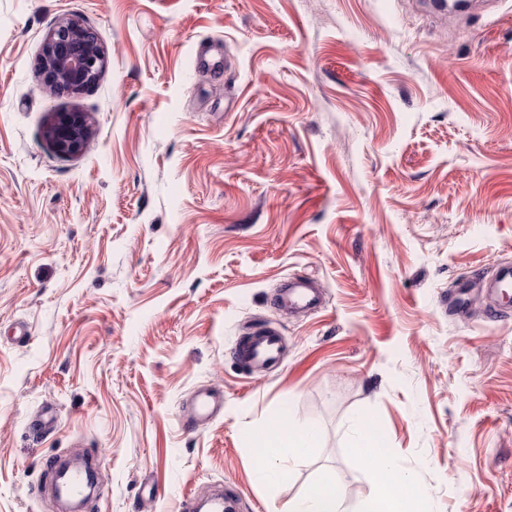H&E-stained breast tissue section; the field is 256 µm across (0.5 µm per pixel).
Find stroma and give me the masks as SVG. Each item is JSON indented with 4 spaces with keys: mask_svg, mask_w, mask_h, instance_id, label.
Listing matches in <instances>:
<instances>
[{
    "mask_svg": "<svg viewBox=\"0 0 512 512\" xmlns=\"http://www.w3.org/2000/svg\"><path fill=\"white\" fill-rule=\"evenodd\" d=\"M76 16L107 67L54 96L36 60ZM59 111L93 129L65 160ZM509 261L512 0H0V512H54L43 463L75 448L83 512L217 485L274 512L323 474L356 500L361 416L428 512H512V304L443 305ZM292 275L321 309L275 306ZM262 325L283 359L252 372ZM202 388L224 412L185 427ZM278 419L321 443L270 489L246 437ZM234 354L239 362L252 367L275 363L281 356L279 332L262 326L254 328L252 333L240 342Z\"/></svg>",
    "mask_w": 512,
    "mask_h": 512,
    "instance_id": "35a3bbf8",
    "label": "stroma"
}]
</instances>
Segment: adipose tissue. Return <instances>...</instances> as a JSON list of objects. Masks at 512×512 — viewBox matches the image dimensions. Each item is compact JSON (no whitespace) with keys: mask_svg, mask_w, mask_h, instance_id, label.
Listing matches in <instances>:
<instances>
[{"mask_svg":"<svg viewBox=\"0 0 512 512\" xmlns=\"http://www.w3.org/2000/svg\"><path fill=\"white\" fill-rule=\"evenodd\" d=\"M377 429L366 419L354 425L351 448L372 477V488L361 499L347 501L342 488L330 479L310 482L303 493L285 502L278 512H424V496L412 478L393 460L373 449ZM320 441L318 429L311 425H289L275 431L257 456V466L268 485L287 481L292 461L311 455Z\"/></svg>","mask_w":512,"mask_h":512,"instance_id":"obj_1","label":"adipose tissue"}]
</instances>
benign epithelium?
Listing matches in <instances>:
<instances>
[{"label":"benign epithelium","mask_w":512,"mask_h":512,"mask_svg":"<svg viewBox=\"0 0 512 512\" xmlns=\"http://www.w3.org/2000/svg\"><path fill=\"white\" fill-rule=\"evenodd\" d=\"M106 65V57L94 31L78 19H68L47 35L37 66L57 93L76 94L94 84ZM91 127L79 112H55L46 130L54 152L62 158L79 155Z\"/></svg>","instance_id":"7a95c632"}]
</instances>
